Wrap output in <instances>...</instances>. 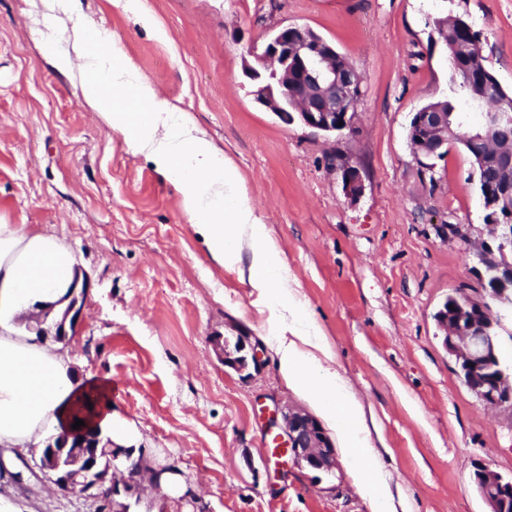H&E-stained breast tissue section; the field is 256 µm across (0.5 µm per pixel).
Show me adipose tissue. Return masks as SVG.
I'll return each instance as SVG.
<instances>
[{
  "label": "adipose tissue",
  "instance_id": "adipose-tissue-1",
  "mask_svg": "<svg viewBox=\"0 0 512 512\" xmlns=\"http://www.w3.org/2000/svg\"><path fill=\"white\" fill-rule=\"evenodd\" d=\"M56 63L62 70L79 65L86 103L132 152L148 154L168 175L212 259L227 268L246 266L251 288L268 308L284 379L337 430L346 453L366 452L364 409L347 391L323 333L300 326L278 246L255 215L235 166L110 43L94 53L80 49L74 59L57 56ZM123 99L141 110L139 123L120 107ZM76 265L74 250L57 236L0 224L1 448H28L69 431L76 399L110 393L108 384L79 376L81 360L72 349L47 347L19 330L20 319L36 310L64 311ZM86 424L97 430L100 445L132 448L133 460L155 466L152 451L140 449V435L111 403L98 405ZM353 478L373 512H392L389 483L373 463L356 467Z\"/></svg>",
  "mask_w": 512,
  "mask_h": 512
}]
</instances>
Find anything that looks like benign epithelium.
Here are the masks:
<instances>
[{"instance_id":"benign-epithelium-1","label":"benign epithelium","mask_w":512,"mask_h":512,"mask_svg":"<svg viewBox=\"0 0 512 512\" xmlns=\"http://www.w3.org/2000/svg\"><path fill=\"white\" fill-rule=\"evenodd\" d=\"M251 54L260 68L248 64L247 72L272 73L281 88L278 93L263 87L257 90L256 97L267 110L287 123L297 120L327 133L352 128L361 75L350 65L336 64V52L319 34L306 27L285 26ZM415 128L424 131L413 143L417 155L429 159L448 147V113L439 107L431 105L414 113L410 129ZM491 158L501 178L489 203L498 221L488 225L490 239L480 246L485 258L512 245V141L496 149ZM464 300L451 315L438 311L442 345L457 367L467 372L465 384L471 391L489 405L512 407V371L495 366L494 321L473 309V298ZM224 365L251 375L262 367L259 345L242 334L224 337ZM270 424L279 429L278 436L293 460L326 474L336 469L335 448L316 419L290 410L273 415ZM107 452L110 460L103 464L98 459L97 434L83 430L77 437L71 434L41 448L39 467L56 476L54 484L60 491L83 494L96 488L102 512H127V505L115 496L126 488L140 490L143 468L138 461L122 469L116 449ZM474 483L487 512H505L512 498V478L481 464Z\"/></svg>"}]
</instances>
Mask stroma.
I'll list each match as a JSON object with an SVG mask.
<instances>
[{
	"label": "stroma",
	"mask_w": 512,
	"mask_h": 512,
	"mask_svg": "<svg viewBox=\"0 0 512 512\" xmlns=\"http://www.w3.org/2000/svg\"><path fill=\"white\" fill-rule=\"evenodd\" d=\"M143 3L157 29L114 0L76 6L236 165L297 281L300 323L323 330L349 390L377 417L370 456L394 495L408 512H487L473 470L512 477V407H489L464 384L434 319L448 295L478 284L482 200L461 144L427 161L408 131L439 98L452 100L462 132L481 121L454 90L437 20L479 31L489 70L512 92V0ZM284 26L312 29L361 73L353 129L286 123L257 102L248 50ZM49 42L75 51L56 0H0V224L74 249L87 291L66 343L84 373L115 385L113 409L191 492L146 488L130 512H372L344 450L332 475L269 459V411L312 408L279 372L267 309L237 270L210 259L168 176L86 104L79 70L45 57ZM345 167L360 176L359 197L343 190ZM444 224L468 229L471 246ZM234 329L262 349L264 366L248 377L219 347ZM37 458L8 461L0 496L26 512H98L94 497L58 492Z\"/></svg>",
	"instance_id": "35a3bbf8"
}]
</instances>
